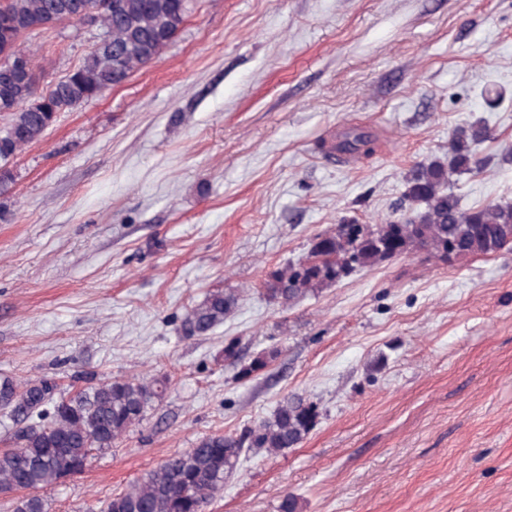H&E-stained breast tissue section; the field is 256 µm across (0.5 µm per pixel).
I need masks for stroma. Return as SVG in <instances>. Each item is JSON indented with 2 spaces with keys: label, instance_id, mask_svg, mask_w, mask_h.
<instances>
[{
  "label": "stroma",
  "instance_id": "obj_1",
  "mask_svg": "<svg viewBox=\"0 0 512 512\" xmlns=\"http://www.w3.org/2000/svg\"><path fill=\"white\" fill-rule=\"evenodd\" d=\"M98 28L23 40L49 85ZM485 122L463 205L512 202V0H192L161 56L60 113L0 202V373L67 394L144 375L168 388L48 512H103L202 436L298 395L319 424L241 457L205 512H512V245L451 263L404 254L289 308L258 285L347 219L387 218L414 165ZM348 127L368 159L326 147ZM245 288L208 336L180 318ZM279 354L245 381L224 360Z\"/></svg>",
  "mask_w": 512,
  "mask_h": 512
}]
</instances>
